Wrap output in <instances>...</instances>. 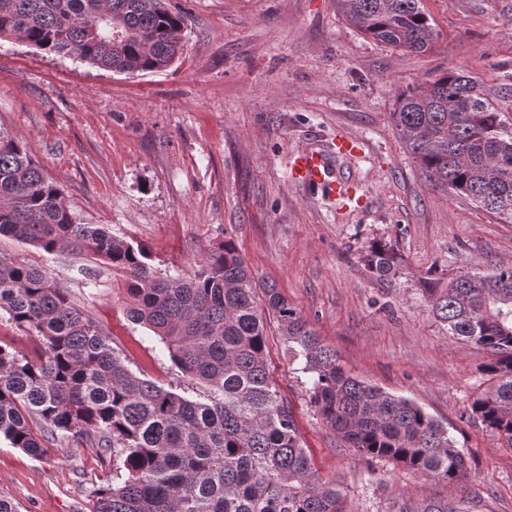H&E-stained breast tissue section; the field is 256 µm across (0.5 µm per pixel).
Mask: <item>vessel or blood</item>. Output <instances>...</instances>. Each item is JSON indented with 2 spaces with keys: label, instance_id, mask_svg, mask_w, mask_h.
Instances as JSON below:
<instances>
[{
  "label": "vessel or blood",
  "instance_id": "1",
  "mask_svg": "<svg viewBox=\"0 0 512 512\" xmlns=\"http://www.w3.org/2000/svg\"><path fill=\"white\" fill-rule=\"evenodd\" d=\"M357 145L350 139H342L332 147L322 149L303 147L293 154L292 175L307 187L321 191L328 197L339 196L345 183L338 178L333 165L334 156L349 157L356 153Z\"/></svg>",
  "mask_w": 512,
  "mask_h": 512
}]
</instances>
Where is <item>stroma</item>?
<instances>
[{"label": "stroma", "instance_id": "stroma-1", "mask_svg": "<svg viewBox=\"0 0 512 512\" xmlns=\"http://www.w3.org/2000/svg\"><path fill=\"white\" fill-rule=\"evenodd\" d=\"M422 3L439 32L425 53L366 38L335 0H167L186 17L184 47L157 72L116 73L3 39L0 128L18 136L81 223L144 246L158 272H192L233 240L257 281L276 284L346 372L416 402L470 459L467 480L446 484L348 448L311 405L308 376L268 321L270 378L349 512H394L402 492L465 512H512V448L470 411L490 385V355L449 336L421 284L512 266V224L429 185L391 118L402 91L455 68L512 127V0ZM342 135L360 145L336 162L354 194L345 206L301 187L289 167L298 148ZM374 241L399 253L394 278L365 267ZM0 253L46 267L135 374L202 394L159 338L129 321L111 266L9 238ZM111 475L91 441L59 444L42 460L0 442V493L19 512H92L87 487Z\"/></svg>", "mask_w": 512, "mask_h": 512}]
</instances>
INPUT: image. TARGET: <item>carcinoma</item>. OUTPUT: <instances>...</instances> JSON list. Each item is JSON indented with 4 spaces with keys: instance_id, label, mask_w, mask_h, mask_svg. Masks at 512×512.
Returning <instances> with one entry per match:
<instances>
[{
    "instance_id": "1",
    "label": "carcinoma",
    "mask_w": 512,
    "mask_h": 512,
    "mask_svg": "<svg viewBox=\"0 0 512 512\" xmlns=\"http://www.w3.org/2000/svg\"><path fill=\"white\" fill-rule=\"evenodd\" d=\"M354 29L380 45L424 53L439 38L422 0H336ZM184 17L166 0H0V40L21 39L118 73L161 71L182 50ZM392 120L426 181L512 222V130L478 81L450 68L399 94ZM52 254L99 257L122 273L128 319L153 332L187 378L191 400L132 372L103 329L73 305L47 270L0 255V315L42 343L34 358L0 346V439L35 457L53 442L92 440L112 481L94 484V512H347L301 443L293 415L269 378L265 320L311 374L310 402L361 454L446 483L469 460L437 419L413 401L369 385L274 284L258 308L252 272L232 241L190 274L156 272L141 246L102 224H82L58 184L18 137L0 130V237ZM375 276L400 258L382 241L363 255ZM426 296L448 335L494 359V384L471 413L512 448V267L459 272ZM397 512H465L441 499L401 498Z\"/></svg>"
}]
</instances>
